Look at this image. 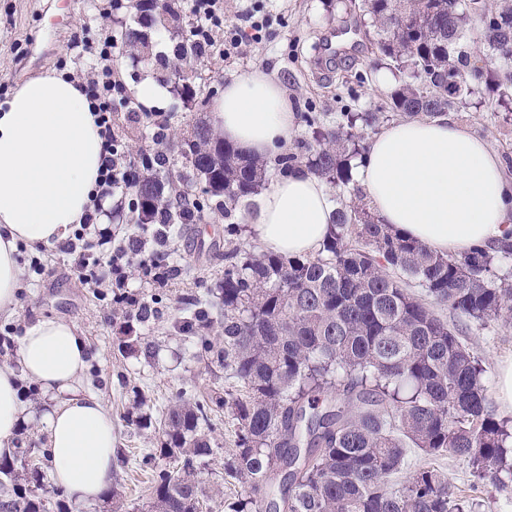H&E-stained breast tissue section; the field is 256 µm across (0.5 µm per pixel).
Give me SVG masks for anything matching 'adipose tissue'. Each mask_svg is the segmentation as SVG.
Here are the masks:
<instances>
[{
	"label": "adipose tissue",
	"mask_w": 512,
	"mask_h": 512,
	"mask_svg": "<svg viewBox=\"0 0 512 512\" xmlns=\"http://www.w3.org/2000/svg\"><path fill=\"white\" fill-rule=\"evenodd\" d=\"M227 141L270 156L297 124L272 75L227 82L215 107ZM94 106L67 75L30 79L0 103V314L13 316L21 286L20 245H58L93 210L102 162ZM356 178L382 223L432 250L460 256L512 229V177L485 141L448 118L402 120L371 140ZM333 209L326 183L304 171L263 194L255 230L268 251L320 249ZM89 345L76 324L41 317L23 324L16 365H0V451L33 416L22 379L38 383L54 483L90 505L115 466L112 416L85 383Z\"/></svg>",
	"instance_id": "adipose-tissue-1"
}]
</instances>
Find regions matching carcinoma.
<instances>
[{
  "mask_svg": "<svg viewBox=\"0 0 512 512\" xmlns=\"http://www.w3.org/2000/svg\"><path fill=\"white\" fill-rule=\"evenodd\" d=\"M377 28V48L416 81L393 91L386 109L406 119L454 112L484 84L512 97V0H365ZM401 13L413 17L395 30ZM479 22L476 41L467 25ZM180 27L177 7L164 4L125 34L149 49L151 33ZM172 77L193 61L187 40L174 46ZM333 127L312 114V140L268 161L249 156L207 122L193 127L180 158L206 186L207 201L183 197L154 174L133 182L137 225L155 235L156 210L171 208L170 224H189L178 209L203 212L224 199V223L235 224L240 202L255 196L276 172L305 167L335 188L340 206L315 256L224 251V346H206L224 367L228 387L208 400H180L162 411L158 457L174 464L152 478L147 512H203L197 468L212 453V408L236 425L225 473L251 481L254 496L234 512H477L480 503L451 490L448 475L417 470L390 483L407 451L454 456L480 479L512 475V426L490 406L484 369L474 348L437 308L480 325L512 315V275L495 269L512 258V235L462 256L439 254L383 224L353 190L352 161L365 132L388 119L379 110ZM151 304L122 313L119 349L150 355L136 326L156 316ZM193 304L182 328H203ZM18 455L0 456V512H69L41 489L39 471L18 472Z\"/></svg>",
  "mask_w": 512,
  "mask_h": 512,
  "instance_id": "cac0c4a2",
  "label": "carcinoma"
}]
</instances>
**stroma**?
<instances>
[{
	"instance_id": "1",
	"label": "stroma",
	"mask_w": 512,
	"mask_h": 512,
	"mask_svg": "<svg viewBox=\"0 0 512 512\" xmlns=\"http://www.w3.org/2000/svg\"><path fill=\"white\" fill-rule=\"evenodd\" d=\"M109 0H0V102L27 80L53 69L79 76L88 66L80 46H97L105 35L117 41L112 68L117 85L112 91V114L120 137L134 164L155 151L144 123L130 119L127 100L136 98L144 80H152L161 97L157 106L168 126L163 149L168 156L179 153L193 126L213 122V101L224 85L242 74L261 70L273 74L283 85L300 123L297 136L307 132L302 118L316 113L321 123L336 125L346 112H367L385 105L392 90L410 80V72L389 70L380 60L370 19L360 10V0H250L261 12L276 20L261 43L249 44L244 53L221 54L195 63L185 82L168 81L165 64L173 58L175 39L162 32L152 37L150 56L125 42L122 33L136 27L152 0H123L118 10ZM357 30V48L325 64L319 46L325 34L347 26ZM391 82L377 84L381 73ZM453 120L484 139L503 160L512 175V101L491 102L486 89H478L469 105L453 113ZM258 198H250L236 210L237 235L227 237L222 208H210L195 224L176 226L167 242L172 264L181 266L179 276L157 280L134 267L127 268L128 291L138 298L156 300L160 311L155 320L138 328L152 344L151 355L127 354L118 348V325L113 317L121 309L119 289L111 283L96 288L82 285L72 272L73 258L56 246L21 248L22 286L14 316L0 317V364L14 362L20 324L42 316L74 322L91 351L87 369L90 388L112 415L121 450L113 482L119 483L124 499L114 506L101 499L92 506L73 505V512H147L151 497V473L164 468L152 457L160 436L137 425L140 416L159 415L181 399L196 400L223 393L228 382L224 369L212 363L202 342L224 343V305L220 288L224 280V247L234 241L243 250L259 253L263 247L254 230ZM205 300L211 321L201 334L183 332L177 320L190 298ZM462 341L475 347L485 370L486 396L498 416L512 417V407L498 399L500 366L512 357V323L498 319L480 326L456 318ZM213 454L201 470V488L207 506L203 512H227L226 506L251 493L249 482L227 477L224 463L235 440V427L224 412L212 417ZM421 467L447 473L451 486L463 496L482 504V512H512V482L503 484L475 478L470 468L449 456L429 457L409 449L401 473L393 478L402 484Z\"/></svg>"
}]
</instances>
